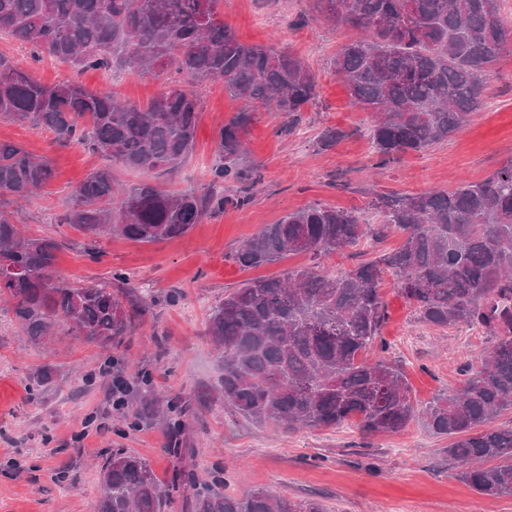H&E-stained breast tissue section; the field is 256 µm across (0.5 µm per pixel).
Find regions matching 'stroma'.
Wrapping results in <instances>:
<instances>
[{
    "label": "stroma",
    "instance_id": "1",
    "mask_svg": "<svg viewBox=\"0 0 512 512\" xmlns=\"http://www.w3.org/2000/svg\"><path fill=\"white\" fill-rule=\"evenodd\" d=\"M221 15L246 44L288 49L313 68L319 97L295 120L256 109L245 137L246 179L213 181L217 137L241 108L221 81L198 89L196 143L179 174L108 164L81 144H56L52 132L0 120V141L48 157L54 176L24 206L0 197L29 237L58 242L55 275L75 285L111 283L125 274L133 285L123 300L147 306L134 316L118 354L56 331L31 345L9 303L0 301V512H91L99 466L114 448L146 458L159 480H168L169 434L162 419L129 426L146 393L177 402L217 385L223 360L203 334L212 308L242 281L277 278L294 267L316 266L333 274L400 246L397 232L326 258L292 255L246 269L234 259L244 241L267 224L310 204L349 210L374 224L372 193L415 194L454 190L479 182L512 160V50L494 68L483 104L468 124L423 152L385 157L376 152L369 113L356 110L330 68L355 30L325 21L313 0H222ZM0 54L22 63L44 85L77 81L132 104L147 105L179 74L106 75L75 70L0 33ZM340 131L326 145V130ZM111 167L116 194L143 182L176 191L224 195L201 223L183 236L141 243L112 234L91 242L61 218L73 191L90 173ZM385 320L367 355L401 365L413 394L427 402L460 388L479 368L489 335L465 326L440 330L419 321L400 295L394 276L380 285ZM197 463L216 470L223 492L242 495L266 488L288 498L321 500L329 512H512V497L477 494L458 477L445 454L449 441L414 423L403 432L368 436L356 425L286 432L272 423L254 424L230 406H195L188 416Z\"/></svg>",
    "mask_w": 512,
    "mask_h": 512
}]
</instances>
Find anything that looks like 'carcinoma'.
I'll use <instances>...</instances> for the list:
<instances>
[{
  "mask_svg": "<svg viewBox=\"0 0 512 512\" xmlns=\"http://www.w3.org/2000/svg\"><path fill=\"white\" fill-rule=\"evenodd\" d=\"M220 0H0V32L81 69L146 73L173 66L186 81L146 106L119 103L76 83L46 86L0 54V119L30 123L61 144L87 143L125 166L170 175L191 153L197 131L196 84L219 79L241 108L219 131L213 181L244 173L245 136L259 105L292 121L318 97L310 64L285 49L248 45L224 23ZM334 24L359 30L331 60L352 104L371 113V135L387 157L423 152L465 126L493 66L512 46V18L501 0H315ZM54 175L49 161L0 142V194L28 201ZM210 192H167L143 183L115 202L112 170L92 173L75 191L63 223L88 237L116 232L156 243L202 221ZM374 228L348 210L310 204L265 225L235 255L257 267L290 254L328 257L390 230L401 246L338 275L315 267L256 278L224 296L204 335L222 354L218 399L257 423L291 432L351 420L367 435L412 422L451 440L445 452L476 493L512 496V428L493 421L512 410V161L490 178L448 192L377 194ZM57 243L29 238L0 210V299L12 304L25 336L39 342L57 325L66 335L110 350L130 314L112 286L74 287L54 275ZM397 276L418 319L437 328L479 327L494 340L461 388L424 405L402 368L363 358L385 317L380 284ZM160 481L141 456L116 448L100 467L94 512H328L317 499L295 501L257 489L241 496L204 490L187 446L184 401Z\"/></svg>",
  "mask_w": 512,
  "mask_h": 512,
  "instance_id": "obj_1",
  "label": "carcinoma"
}]
</instances>
